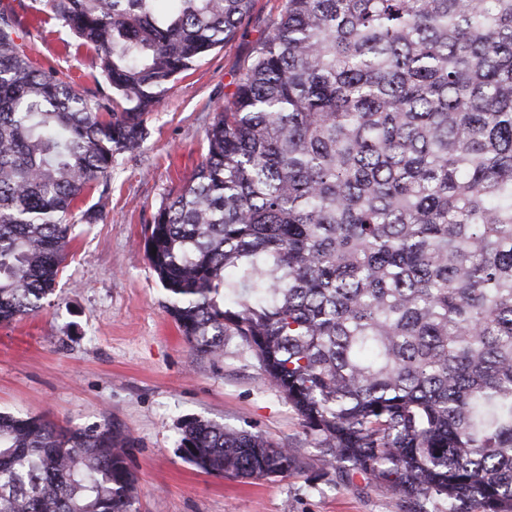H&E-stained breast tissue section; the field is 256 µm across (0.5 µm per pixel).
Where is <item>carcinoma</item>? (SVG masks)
<instances>
[{"label":"carcinoma","instance_id":"1","mask_svg":"<svg viewBox=\"0 0 512 512\" xmlns=\"http://www.w3.org/2000/svg\"><path fill=\"white\" fill-rule=\"evenodd\" d=\"M252 2L52 0L97 53L92 99L0 12V323L43 307L99 219L81 195ZM205 141L144 239L186 341L239 338L324 465L413 512H512V0H284ZM128 443L0 413V512H138ZM178 450L230 478L298 464L198 418Z\"/></svg>","mask_w":512,"mask_h":512}]
</instances>
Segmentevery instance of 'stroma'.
<instances>
[{"label": "stroma", "mask_w": 512, "mask_h": 512, "mask_svg": "<svg viewBox=\"0 0 512 512\" xmlns=\"http://www.w3.org/2000/svg\"><path fill=\"white\" fill-rule=\"evenodd\" d=\"M283 0H255L234 37L172 81L146 120L139 153L116 156L108 192L87 191L55 290L35 315L0 324V411L44 414L78 428L110 423L130 440L140 512H408L364 475L322 463L323 449L255 358L230 337L221 358L197 354L165 309L166 292L144 249V229L205 152L212 106L278 21ZM26 31V52L94 96L97 54L54 16L49 0H0ZM198 417L259 433L302 462L262 480L207 474L177 448Z\"/></svg>", "instance_id": "stroma-1"}]
</instances>
